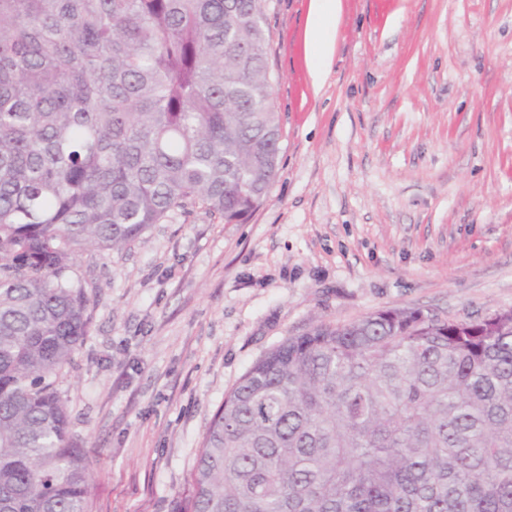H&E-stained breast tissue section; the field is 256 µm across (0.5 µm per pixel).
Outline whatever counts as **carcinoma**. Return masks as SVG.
Segmentation results:
<instances>
[{
	"mask_svg": "<svg viewBox=\"0 0 512 512\" xmlns=\"http://www.w3.org/2000/svg\"><path fill=\"white\" fill-rule=\"evenodd\" d=\"M264 0H0V512H88L55 378L77 257L178 208L243 222L278 170ZM183 512H512V309L319 324L255 361Z\"/></svg>",
	"mask_w": 512,
	"mask_h": 512,
	"instance_id": "1",
	"label": "carcinoma"
}]
</instances>
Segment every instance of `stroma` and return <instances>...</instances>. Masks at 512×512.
I'll return each instance as SVG.
<instances>
[{"instance_id":"obj_1","label":"stroma","mask_w":512,"mask_h":512,"mask_svg":"<svg viewBox=\"0 0 512 512\" xmlns=\"http://www.w3.org/2000/svg\"><path fill=\"white\" fill-rule=\"evenodd\" d=\"M310 0H265L280 164L243 223L197 207L86 253L87 336L56 387L89 512H179L250 366L318 323L512 308V0H343L321 88Z\"/></svg>"}]
</instances>
